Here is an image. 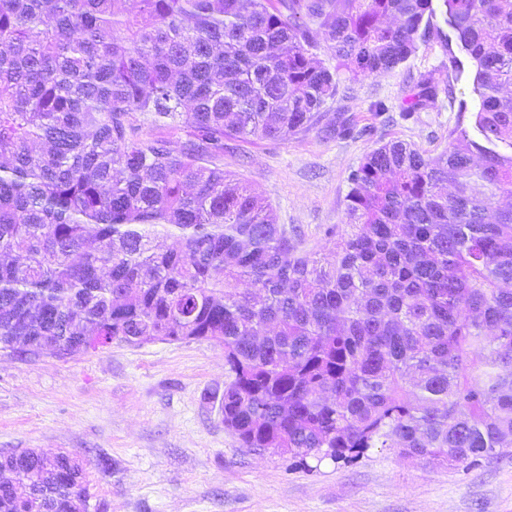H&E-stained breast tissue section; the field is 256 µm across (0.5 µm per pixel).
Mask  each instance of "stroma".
<instances>
[{"label":"stroma","instance_id":"obj_1","mask_svg":"<svg viewBox=\"0 0 512 512\" xmlns=\"http://www.w3.org/2000/svg\"><path fill=\"white\" fill-rule=\"evenodd\" d=\"M449 59L438 45L420 46L405 68L341 88L305 134L227 142L224 170L271 204L301 250L332 259L329 232L344 228L348 177L364 155L392 139L440 153L459 106L475 110L466 66L433 105L406 113L419 75ZM346 119L352 131L339 134ZM227 381L222 349L206 341L116 342L63 358L2 350L0 452L107 454L111 477L91 474L89 485L105 512H512V452L451 469L372 448L308 471L241 447L220 410Z\"/></svg>","mask_w":512,"mask_h":512}]
</instances>
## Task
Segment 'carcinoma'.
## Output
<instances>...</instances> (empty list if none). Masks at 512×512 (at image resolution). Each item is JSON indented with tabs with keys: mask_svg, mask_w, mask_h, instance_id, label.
Returning <instances> with one entry per match:
<instances>
[{
	"mask_svg": "<svg viewBox=\"0 0 512 512\" xmlns=\"http://www.w3.org/2000/svg\"><path fill=\"white\" fill-rule=\"evenodd\" d=\"M451 40L474 66L477 136L369 151L333 260L299 253L224 173V141L305 134L342 81ZM438 88L420 75L405 111ZM503 198L512 0H0V350L211 342L243 448L305 468L371 448L453 468L508 452ZM92 468L112 460L0 452V512H104Z\"/></svg>",
	"mask_w": 512,
	"mask_h": 512,
	"instance_id": "obj_1",
	"label": "carcinoma"
}]
</instances>
